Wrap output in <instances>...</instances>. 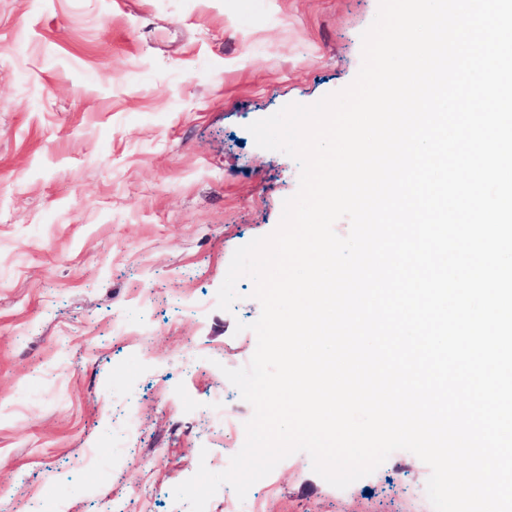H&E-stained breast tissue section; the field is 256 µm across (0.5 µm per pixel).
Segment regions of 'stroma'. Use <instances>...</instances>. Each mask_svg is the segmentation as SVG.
Masks as SVG:
<instances>
[{"mask_svg":"<svg viewBox=\"0 0 512 512\" xmlns=\"http://www.w3.org/2000/svg\"><path fill=\"white\" fill-rule=\"evenodd\" d=\"M378 9L0 0V512H189L174 487L243 447L254 409L224 371L250 362L261 304L248 277L232 310L217 292L300 178L247 126L350 85ZM429 475L400 450L338 489L297 452L247 499L420 512Z\"/></svg>","mask_w":512,"mask_h":512,"instance_id":"1","label":"stroma"}]
</instances>
